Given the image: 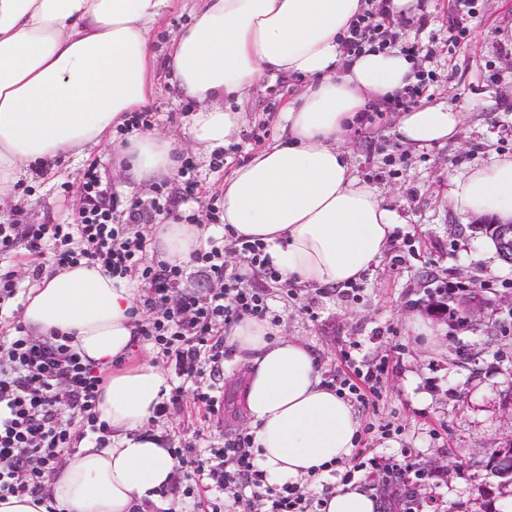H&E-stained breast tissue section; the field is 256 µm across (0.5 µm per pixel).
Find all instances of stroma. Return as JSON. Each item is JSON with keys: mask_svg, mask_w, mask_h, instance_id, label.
I'll list each match as a JSON object with an SVG mask.
<instances>
[{"mask_svg": "<svg viewBox=\"0 0 512 512\" xmlns=\"http://www.w3.org/2000/svg\"><path fill=\"white\" fill-rule=\"evenodd\" d=\"M423 23L399 27L398 44L426 51L423 70L435 81L425 102L443 101L463 114L448 141L415 148L394 129L397 113L379 107L366 125L354 126L344 148L355 174L377 186L395 227L379 264L356 296L273 289L270 306L283 335L306 342L323 375L355 360L387 358L378 398L358 408L354 450L386 459L404 472L403 494L416 512H512V479L490 473L495 449L512 443V264L501 260L481 219L455 209L448 195L470 167L499 154L512 155V0H473L474 16L461 43H452L448 17L459 0H420ZM200 0H172L152 31L156 94L151 128L184 142L193 103L179 97L166 67L172 37ZM306 81H259L244 104L245 118L226 152L223 168L193 155L203 199L221 204L224 179L282 133L279 113ZM125 197H148L149 185L123 181L111 144L81 149L55 171L21 182L13 202L0 205V223L23 214L32 224L71 221L81 203L80 177L90 163ZM462 286L450 299L454 317L432 312L428 289ZM134 356L163 366L170 386L184 385L181 405L152 428L172 446L196 440L200 450L222 447L225 436L245 429L244 365L224 361L220 380L226 410L210 416L196 402L193 383H181L159 349L137 342Z\"/></svg>", "mask_w": 512, "mask_h": 512, "instance_id": "obj_1", "label": "stroma"}]
</instances>
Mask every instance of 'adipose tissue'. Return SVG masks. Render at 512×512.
<instances>
[{"instance_id":"adipose-tissue-1","label":"adipose tissue","mask_w":512,"mask_h":512,"mask_svg":"<svg viewBox=\"0 0 512 512\" xmlns=\"http://www.w3.org/2000/svg\"><path fill=\"white\" fill-rule=\"evenodd\" d=\"M171 0H0V198L35 171L107 141L128 113L155 95L150 37ZM364 0H203L168 51L173 84L195 101L191 146L208 156L242 124L238 106L266 77L307 79L279 119L285 138L224 180V221L258 239L285 277L309 287L357 281L378 264L394 217L377 187L355 175L342 143L376 101L414 83L399 49L346 57L340 43ZM462 114L447 104L402 113L395 132L420 148L448 140ZM136 179L177 163L173 141L156 132L120 148ZM476 216L512 222V156L471 168L450 193ZM209 234L201 224H163L153 245L165 260L188 261ZM135 296L127 280L84 265L44 276L28 292L21 322L59 332L104 377L100 419L112 445L80 443L51 478L66 512H146L176 469L145 425L169 390L162 369L129 363L137 341ZM248 365L245 404L256 461L270 482L323 475L350 456L359 421L325 386L303 341L280 338L270 323L246 319L229 332Z\"/></svg>"}]
</instances>
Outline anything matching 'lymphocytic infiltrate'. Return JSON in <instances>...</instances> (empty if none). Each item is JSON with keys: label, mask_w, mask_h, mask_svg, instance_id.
I'll return each instance as SVG.
<instances>
[{"label": "lymphocytic infiltrate", "mask_w": 512, "mask_h": 512, "mask_svg": "<svg viewBox=\"0 0 512 512\" xmlns=\"http://www.w3.org/2000/svg\"><path fill=\"white\" fill-rule=\"evenodd\" d=\"M387 0H372L369 10L354 20L342 51L352 56L364 46H394L397 33L386 8ZM193 166L183 161L178 175L179 196L155 190L148 198L121 197L105 182L97 165L82 176V203L67 224H0V253L24 244L34 258L50 256L56 268L102 266L115 276L134 281L140 305L138 336L167 356L183 381H198L204 373H218L224 364V335L244 318L259 321L269 315L265 288L247 285L252 270L267 280L282 282L271 265L266 246L227 232V247L196 250L189 264L158 260L148 252L153 226L176 219L196 224L200 219L220 224L224 213L209 207L206 217L181 212L198 201L199 183ZM240 255V266L229 267L226 252ZM207 273L214 286L201 295L191 287L193 271ZM385 365L360 368L347 360L333 374L330 385L340 398L368 406L377 393ZM103 378L95 366L72 347L70 337L41 336L16 323L0 331V499L31 496L46 512H63L56 504L50 480L66 454L83 439L108 447L111 431L99 420ZM249 431L235 433L223 447L197 451L193 442L172 449L178 467L159 497L186 500L196 491L232 495L242 512H315L314 499L299 486L273 485L255 462ZM250 489L243 498L242 489Z\"/></svg>", "instance_id": "f902f5d3"}]
</instances>
